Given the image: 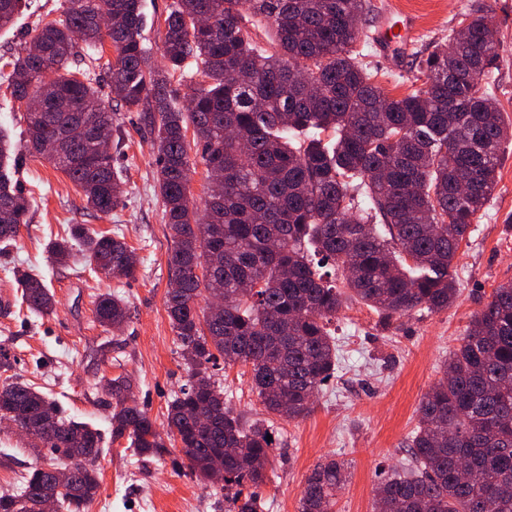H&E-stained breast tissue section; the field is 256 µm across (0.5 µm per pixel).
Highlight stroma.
<instances>
[{
    "mask_svg": "<svg viewBox=\"0 0 512 512\" xmlns=\"http://www.w3.org/2000/svg\"><path fill=\"white\" fill-rule=\"evenodd\" d=\"M420 18V32L400 70H392L371 45L364 60L381 75L386 93L400 97L417 84L415 57L445 42L465 12L487 13L500 42L493 68L495 102L512 118V0H402ZM64 0H31L14 25L0 29V56L17 55L47 21L59 18ZM123 137L118 165L123 174V205L112 213L88 209L71 180L40 158L22 155L18 184L31 203L9 251L0 253V290L20 296L13 272L42 274L56 310L37 316L12 305L0 309V382L17 376L55 399L76 421L108 432L112 408L105 386L124 373L133 393L159 431L167 429L168 404L188 381L177 337L165 306L167 259L172 232L157 194L156 153L151 127L142 113L119 110ZM84 224L125 238L138 260L135 278L91 273L81 260L52 264L47 243L69 225ZM459 297L438 313L422 312L384 327L376 312L346 303L336 316L338 370L321 387L309 416L291 421L267 417L241 366L216 364L212 373L224 401L244 420L270 418L278 448L259 489L265 512H298L306 477L325 458L349 463L347 481L336 496V512H374V490L384 468L403 466L406 441L418 423L421 396L443 375L450 353L465 336L473 314L494 288L512 281V146L505 151L498 186L485 213L471 226L457 259ZM116 293L129 308L121 331L93 319L98 295ZM34 450L13 426L0 423V494L16 492L36 460ZM100 489L87 512H218L220 485L192 476L177 449L143 457L127 441L106 443L97 461Z\"/></svg>",
    "mask_w": 512,
    "mask_h": 512,
    "instance_id": "35a3bbf8",
    "label": "stroma"
}]
</instances>
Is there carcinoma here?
Segmentation results:
<instances>
[{
	"mask_svg": "<svg viewBox=\"0 0 512 512\" xmlns=\"http://www.w3.org/2000/svg\"><path fill=\"white\" fill-rule=\"evenodd\" d=\"M58 19L39 27L29 48L5 63L7 103L42 95L25 112L23 149L64 172L87 206L108 214L123 204L122 175L112 154L91 151L112 138L114 113L95 84L109 78L114 100L145 112L157 152V187L173 247L165 305L190 378L168 404L167 436L127 400L133 381L109 380L111 437L139 455L179 446L190 472L215 481L223 464L220 512H264L257 489L276 448L272 429L247 423L224 403L209 364L250 368L265 411L305 418L337 370L330 325L348 300L374 309L381 323L422 308L448 309L458 297L454 261L497 185L512 120L494 103L498 48L480 10L468 31L419 57L421 87L388 96L356 46L369 40L361 20L369 0H174L163 21L162 55L149 63L142 43V0H65ZM25 0H0V27ZM113 18L101 30L102 14ZM212 22L202 26L199 16ZM113 59L78 55L76 36ZM195 58L203 85L184 110L170 77ZM195 150L190 158L189 150ZM221 172L203 212L190 198L197 164ZM463 181L470 193L455 185ZM30 202L0 171V245L28 223ZM96 274L135 275L133 251L119 237L82 224L48 244L54 262L73 256L71 241ZM341 285H336L335 275ZM21 304L50 315L54 295L44 278L16 270ZM206 300L199 308V300ZM93 314L103 327L126 323L127 303L102 294ZM0 413L40 436L52 454L35 464L0 512H41L54 491L48 469L67 467L76 452L63 512H86L99 479L100 434L66 420L32 384L0 385ZM405 468L382 473L376 512H512V282L494 289L472 316L443 376L421 397ZM347 463L321 462L308 475L298 512H332Z\"/></svg>",
	"mask_w": 512,
	"mask_h": 512,
	"instance_id": "carcinoma-1",
	"label": "carcinoma"
}]
</instances>
